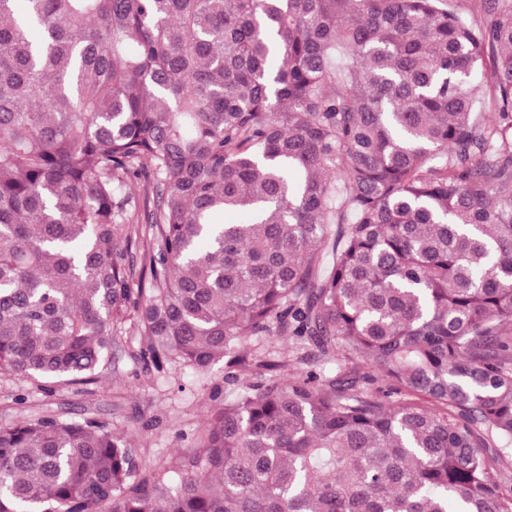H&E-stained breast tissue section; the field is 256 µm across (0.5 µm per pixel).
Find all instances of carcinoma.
Wrapping results in <instances>:
<instances>
[{"label": "carcinoma", "instance_id": "obj_1", "mask_svg": "<svg viewBox=\"0 0 512 512\" xmlns=\"http://www.w3.org/2000/svg\"><path fill=\"white\" fill-rule=\"evenodd\" d=\"M16 2L0 374L87 384L129 322L159 371L260 380L172 468L1 426L0 512H512V0ZM252 351L255 348H259V350L266 351V355L270 352V356L272 355L275 359L289 360L288 361V373H296L297 371H304L307 367L312 366L314 364H321L318 361V353L315 349L307 348L297 351V345L293 339L288 338V336H270L266 337V339H262L259 342L252 341L251 345L248 346ZM258 350V351H259ZM305 356L307 359V364H303V362H299L297 357Z\"/></svg>", "mask_w": 512, "mask_h": 512}]
</instances>
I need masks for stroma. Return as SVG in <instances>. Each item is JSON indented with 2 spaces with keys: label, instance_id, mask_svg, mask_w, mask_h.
Returning a JSON list of instances; mask_svg holds the SVG:
<instances>
[{
  "label": "stroma",
  "instance_id": "obj_1",
  "mask_svg": "<svg viewBox=\"0 0 512 512\" xmlns=\"http://www.w3.org/2000/svg\"><path fill=\"white\" fill-rule=\"evenodd\" d=\"M145 347L144 336L123 326L88 385L0 376V426L47 414L93 418L126 434L147 463L175 465L193 453L212 406L231 399L239 383L254 380L255 370L221 359L204 376L176 364L159 371L144 359Z\"/></svg>",
  "mask_w": 512,
  "mask_h": 512
}]
</instances>
